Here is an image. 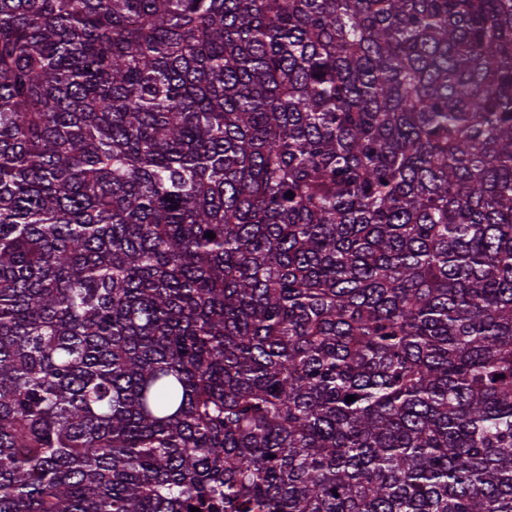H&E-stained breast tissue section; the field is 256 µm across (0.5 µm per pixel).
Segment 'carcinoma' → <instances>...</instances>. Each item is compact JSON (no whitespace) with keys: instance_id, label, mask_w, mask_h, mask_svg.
<instances>
[{"instance_id":"cac0c4a2","label":"carcinoma","mask_w":512,"mask_h":512,"mask_svg":"<svg viewBox=\"0 0 512 512\" xmlns=\"http://www.w3.org/2000/svg\"><path fill=\"white\" fill-rule=\"evenodd\" d=\"M192 506L512 512V0H0V512Z\"/></svg>"}]
</instances>
